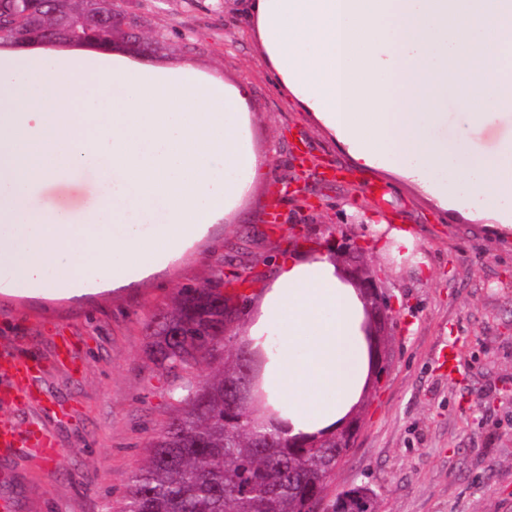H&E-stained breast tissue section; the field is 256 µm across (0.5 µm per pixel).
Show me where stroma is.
I'll list each match as a JSON object with an SVG mask.
<instances>
[{"label":"stroma","instance_id":"stroma-1","mask_svg":"<svg viewBox=\"0 0 512 512\" xmlns=\"http://www.w3.org/2000/svg\"><path fill=\"white\" fill-rule=\"evenodd\" d=\"M114 5L115 49L124 50L133 31L136 59L249 83L255 142L273 163L233 219L138 283L74 297L0 288V418L21 432L40 422L65 451L51 465L25 448L0 456V496L12 512H111L166 428L172 390L222 362L217 355L176 373L155 357L151 328L181 290L220 282L239 297L223 342L239 353L278 257L315 253L336 235L355 242L354 264L379 274L393 311L387 371L357 409L361 432L327 480L326 501L365 486L377 512H512V232L488 227L475 207L440 208L395 174L358 169L313 114L276 87L240 0ZM369 181L392 196L386 217L416 227L428 271L373 251L365 224L351 222L350 205L374 207ZM62 335L73 341L76 370L56 361ZM451 340L453 377L437 362ZM24 358L40 366L47 409L13 399L4 366Z\"/></svg>","mask_w":512,"mask_h":512}]
</instances>
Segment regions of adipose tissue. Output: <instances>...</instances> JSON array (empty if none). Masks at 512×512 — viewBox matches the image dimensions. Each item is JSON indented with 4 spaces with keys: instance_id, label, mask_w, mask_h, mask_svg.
Returning <instances> with one entry per match:
<instances>
[{
    "instance_id": "adipose-tissue-1",
    "label": "adipose tissue",
    "mask_w": 512,
    "mask_h": 512,
    "mask_svg": "<svg viewBox=\"0 0 512 512\" xmlns=\"http://www.w3.org/2000/svg\"><path fill=\"white\" fill-rule=\"evenodd\" d=\"M277 87L365 169L512 231V16L502 0H246ZM252 88L97 47L0 48V268L14 287L76 295L159 271L230 219L271 161ZM91 173L84 203L48 189ZM377 250L421 261L409 226L368 218ZM54 266V280L45 269ZM366 305L327 253L277 262L243 344L256 396L290 437L342 427L371 372Z\"/></svg>"
}]
</instances>
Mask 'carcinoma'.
<instances>
[{
	"instance_id": "obj_1",
	"label": "carcinoma",
	"mask_w": 512,
	"mask_h": 512,
	"mask_svg": "<svg viewBox=\"0 0 512 512\" xmlns=\"http://www.w3.org/2000/svg\"><path fill=\"white\" fill-rule=\"evenodd\" d=\"M101 27L88 34L78 0H46L41 25L55 29L69 17L81 39L74 46L108 47L112 43V0H95ZM203 288H185L172 314L158 329L156 353L174 371L214 355L223 337L206 327L225 312L213 309ZM241 357L226 358L224 367L206 380L181 388L175 415L150 443L143 466L122 496L119 512H313L309 502L324 495L336 462L347 452L336 447V434L309 444L283 436L269 416L247 402H229L227 383L238 378Z\"/></svg>"
}]
</instances>
